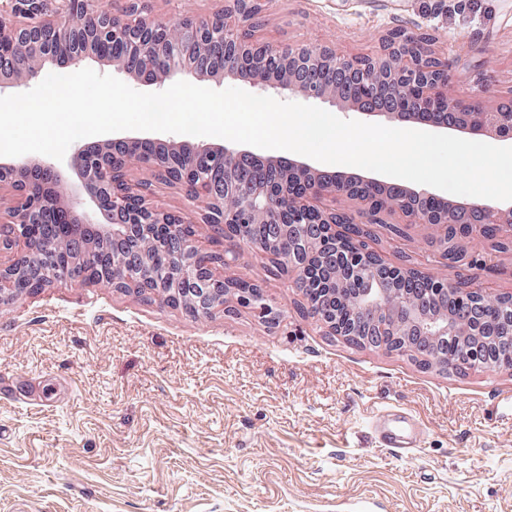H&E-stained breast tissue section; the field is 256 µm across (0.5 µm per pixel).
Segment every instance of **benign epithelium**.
<instances>
[{
    "instance_id": "obj_1",
    "label": "benign epithelium",
    "mask_w": 512,
    "mask_h": 512,
    "mask_svg": "<svg viewBox=\"0 0 512 512\" xmlns=\"http://www.w3.org/2000/svg\"><path fill=\"white\" fill-rule=\"evenodd\" d=\"M149 0H0V96L35 78L45 65L76 71L88 61H106L131 75L138 85L160 87L181 76L200 81L217 79L219 82H241L264 96L288 97L302 91L287 78L275 80L261 69L246 75L236 61L245 58L255 63L270 59L286 61L289 69L312 66L349 70L367 83H379L390 90H415L425 98L443 99L451 105L463 100L448 93L450 65L448 58L433 54L416 67L400 68L406 58L407 44L418 36L403 27L391 30L381 50L371 58L342 56L332 44L302 42L277 46L245 38L241 29L252 26L261 14L260 0H231L236 26L224 23L225 12L209 15L177 14L169 21L149 16ZM512 112V100L492 109L476 111L481 117L466 124L473 136L488 127L494 129L497 141L512 146V126L503 127L505 113ZM161 138L151 134L114 136L96 144L75 143L60 166L50 158L30 166V158L18 156L0 160V189L8 187L13 205L0 215V252L22 249L20 256L0 268V305L22 291L68 284L75 279L57 276L43 268L37 260L31 242L39 238L47 244H62L67 235L65 224L81 229V224L97 226L99 242H112V251L92 250L76 263L103 269L98 282L124 290L137 281L136 273L128 270L120 245L128 238L135 239L147 250L157 243L150 227L164 225L170 233L186 241L183 254L172 261L167 272L152 281L151 292L172 305H182L196 315H208L226 300L234 298L241 305L254 310L274 324L280 310L258 286L242 287V280H227L215 274L216 266L230 265L224 253H211L201 261L193 245L194 225L201 222L212 226L216 237L233 247L245 241L252 248L269 252L267 243L247 235V224H322L329 239L335 243L345 236L360 237L362 224L356 218L363 210L336 211L325 201L340 193L353 199L352 187L336 173L327 172L302 182L288 184L281 200L274 182L247 185L240 192L234 182L225 180L224 189L232 190L239 206L228 211L224 207V193L212 190L206 171L193 164V158L210 154L216 162L232 166L238 160L256 156L251 150L240 149L230 143L207 141L184 142L177 148L181 162L170 165L163 155L153 151ZM142 172L135 183L126 179L132 168ZM162 184L180 186L189 204L202 199L205 206L197 216L192 213H174L151 206L145 193ZM406 228L427 224L430 217L418 209H397ZM457 222L464 217L468 231L499 233L512 236V205L507 207L492 200L467 201L451 209ZM439 263L450 268L457 257V244L448 237V231L431 242ZM312 254L308 239L299 240L294 253L277 260L276 273L296 280L303 276L307 259ZM348 273L367 284L354 298L353 308L373 311L386 310L388 304L398 301L404 310V322L396 328L378 327L380 336H435L443 340L452 337L459 341L480 339L482 335L474 324H460L446 315L433 314L406 297H396L385 288L375 253L355 250L349 256ZM329 333L349 336V326L326 312L316 318Z\"/></svg>"
}]
</instances>
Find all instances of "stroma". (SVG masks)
<instances>
[{
	"label": "stroma",
	"mask_w": 512,
	"mask_h": 512,
	"mask_svg": "<svg viewBox=\"0 0 512 512\" xmlns=\"http://www.w3.org/2000/svg\"><path fill=\"white\" fill-rule=\"evenodd\" d=\"M265 0L260 39L376 53L388 32L432 34L458 96L512 97V0ZM373 249L424 276L428 225ZM468 288L512 295V252L459 241ZM236 271L281 312L197 316L92 280L0 307V512H512V370L465 374L365 349L306 318L264 253ZM400 406L427 433L416 455L379 446L372 423Z\"/></svg>",
	"instance_id": "stroma-1"
}]
</instances>
